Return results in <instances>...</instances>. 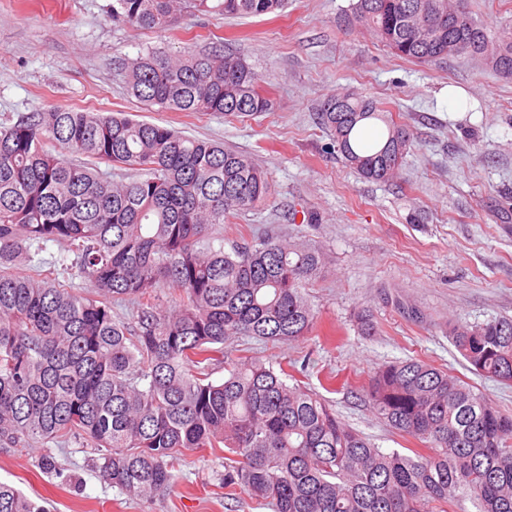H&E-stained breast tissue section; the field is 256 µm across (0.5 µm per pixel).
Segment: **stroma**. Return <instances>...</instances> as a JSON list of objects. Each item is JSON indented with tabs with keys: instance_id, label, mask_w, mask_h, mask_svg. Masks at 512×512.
Here are the masks:
<instances>
[{
	"instance_id": "35a3bbf8",
	"label": "stroma",
	"mask_w": 512,
	"mask_h": 512,
	"mask_svg": "<svg viewBox=\"0 0 512 512\" xmlns=\"http://www.w3.org/2000/svg\"><path fill=\"white\" fill-rule=\"evenodd\" d=\"M113 2L0 0V125L53 106L122 112L246 154L270 193L262 207L225 219L224 246L268 231L322 247L330 263L305 288L318 314L307 336L275 346L239 337L225 352L290 364L298 384L386 450L416 445L363 397L391 361L447 369L512 413V385L467 370L445 329L450 320L512 318V79L476 59L392 55L353 24L356 0H286L276 18L187 14L168 30L138 32L113 21ZM203 47L242 58L264 80L272 110L240 121L162 111L131 95L128 68L139 56ZM450 87L461 106L446 102ZM344 91L372 97L409 131L413 146L392 182L364 180L329 150L317 112ZM363 309L374 335L356 328ZM49 449L80 485L43 473L35 449H0V481L51 512H272L247 494L227 495L220 448L178 453L174 488L150 502L101 481L80 443Z\"/></svg>"
}]
</instances>
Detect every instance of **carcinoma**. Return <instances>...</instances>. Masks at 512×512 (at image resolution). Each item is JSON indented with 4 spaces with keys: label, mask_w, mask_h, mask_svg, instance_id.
I'll list each match as a JSON object with an SVG mask.
<instances>
[{
    "label": "carcinoma",
    "mask_w": 512,
    "mask_h": 512,
    "mask_svg": "<svg viewBox=\"0 0 512 512\" xmlns=\"http://www.w3.org/2000/svg\"><path fill=\"white\" fill-rule=\"evenodd\" d=\"M116 0L133 31L165 29L181 13L260 16L284 0ZM354 20L397 57L419 63L468 55L512 78V30L490 32L466 0H357ZM132 93L180 112L244 118L273 100L245 61L222 50L151 53L132 63ZM331 148L363 178L389 182L411 146L375 100L332 94L317 112ZM48 141L86 157L70 163ZM141 171L114 182L98 164ZM265 173L246 155L128 116L52 107L0 126V448L74 439L97 451L94 472L133 499L176 483L183 450L224 449V488L274 512H512V414L448 371L418 359L383 365L370 408L413 454L385 450L340 420L288 371L229 359L224 342L280 344L312 331L302 291L329 264L319 248L267 234L200 248L224 218L263 205ZM74 256L94 292L56 269L28 272L32 246ZM136 309L135 325L112 302ZM477 376L512 384V319L448 323ZM224 365L215 380L208 364ZM0 512H49L0 483Z\"/></svg>",
    "instance_id": "cac0c4a2"
}]
</instances>
